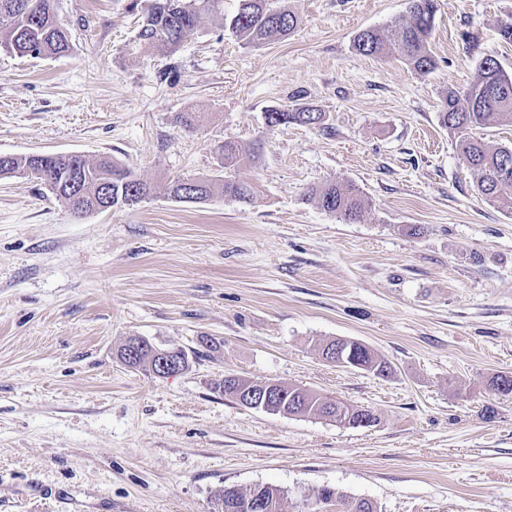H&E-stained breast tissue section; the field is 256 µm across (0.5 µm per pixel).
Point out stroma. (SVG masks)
I'll use <instances>...</instances> for the list:
<instances>
[{
	"label": "stroma",
	"mask_w": 512,
	"mask_h": 512,
	"mask_svg": "<svg viewBox=\"0 0 512 512\" xmlns=\"http://www.w3.org/2000/svg\"><path fill=\"white\" fill-rule=\"evenodd\" d=\"M278 2L298 17L285 41L245 47L208 17L176 53L136 55L130 0H55L70 55L0 53V153L104 156L151 188L77 217L37 179H0V512H214L217 488L267 484L287 512L324 487L377 512H512V395L488 387L512 374V209L480 197L438 120L484 56L512 71V0H437L429 74L353 48L408 0ZM298 103L323 125L268 130ZM230 140L261 142L258 164L224 168ZM202 175L257 197L168 196ZM329 181L360 190L359 221L306 200ZM133 336L188 369L128 367ZM336 338L391 373L325 361ZM228 374L376 421L248 408ZM350 347L354 361L360 366L358 369L369 370L379 376H387L391 371L390 365L365 344L350 341Z\"/></svg>",
	"instance_id": "35a3bbf8"
}]
</instances>
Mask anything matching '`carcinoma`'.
<instances>
[{
  "label": "carcinoma",
  "mask_w": 512,
  "mask_h": 512,
  "mask_svg": "<svg viewBox=\"0 0 512 512\" xmlns=\"http://www.w3.org/2000/svg\"><path fill=\"white\" fill-rule=\"evenodd\" d=\"M144 2L143 21L136 36V49L141 54L176 51L185 36L196 30L206 16L219 15L236 40L244 46L262 47L278 43L290 36L298 24L294 12L286 7H273L270 0H237L231 16L224 15V0H133L131 8ZM437 11L436 0H409L408 17L387 28H367L354 39L355 50L364 56L394 58L411 70L428 74L437 61L431 50V38ZM67 33L59 24L54 0H0V51L20 56L59 58L70 53ZM322 113L309 106L292 109L272 108L266 112V126L274 129L290 123L321 124ZM512 122V74L494 56L487 55L479 63L475 80L464 89H448L439 112L440 124L450 131L463 133L493 120ZM464 161L476 176L478 192L490 202L512 206V147L491 144L482 139L464 137L459 141ZM224 165L232 166L256 158L255 148L226 142L221 147ZM79 173L81 213L97 211L101 192L112 188V202L129 198L139 202L150 193V187L128 169H122L106 157L90 161L83 156H12L0 161V178L31 174L44 182L50 192L64 201L69 182ZM185 193L199 195L209 201L224 195L241 203L255 198L253 185L232 179L207 177L177 178L168 186V195L181 200ZM324 211L346 223L359 220L365 209V198L349 184L328 182L305 194ZM352 357L360 368L386 376L390 365L371 348L350 342ZM279 393L278 404L288 409L295 406L301 415L318 417L339 425L361 427L375 422L365 409L333 400L309 389L271 386ZM254 498L262 508L257 512H283L284 493L269 485H257L247 492L235 487L215 491L216 508L235 512L245 498Z\"/></svg>",
  "instance_id": "1"
}]
</instances>
